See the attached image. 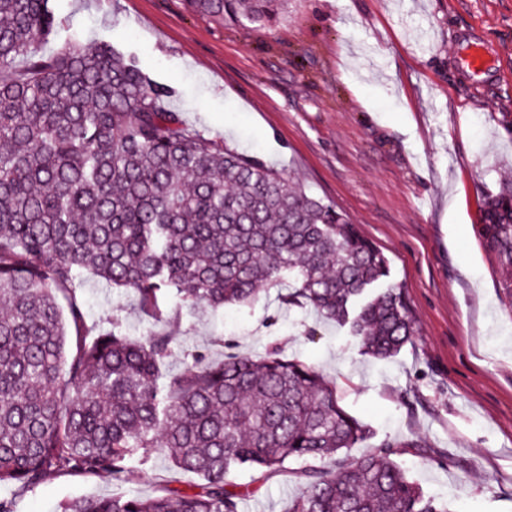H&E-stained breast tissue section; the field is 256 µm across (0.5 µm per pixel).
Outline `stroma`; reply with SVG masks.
<instances>
[{"label":"stroma","instance_id":"35a3bbf8","mask_svg":"<svg viewBox=\"0 0 512 512\" xmlns=\"http://www.w3.org/2000/svg\"><path fill=\"white\" fill-rule=\"evenodd\" d=\"M58 27L106 40L176 94L168 106L204 136L258 156L335 202L390 261L414 336L396 356L365 355L335 322L288 308L268 289L249 307L182 312L172 372L226 348L316 366L342 407L449 512H512V303L476 235L486 193L512 180V0H290L270 28L218 24L186 0H53ZM483 46L488 66L464 57ZM87 322L118 318L143 336L132 296L85 280ZM194 475L152 454L127 482L47 479L16 512H58L75 496L155 495ZM240 512H283L295 475L262 485L234 476Z\"/></svg>","mask_w":512,"mask_h":512}]
</instances>
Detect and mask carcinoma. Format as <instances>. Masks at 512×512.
<instances>
[{
	"mask_svg": "<svg viewBox=\"0 0 512 512\" xmlns=\"http://www.w3.org/2000/svg\"><path fill=\"white\" fill-rule=\"evenodd\" d=\"M188 3L268 28L288 9ZM56 25L50 0H0V486L127 481L160 451L199 482L79 496L62 512H239L238 469L264 483L290 462L302 487L288 512H448L394 462L400 444L349 457L370 429L315 366L228 353L168 378L172 333L140 341L112 317L87 323L76 289L92 275L163 325L184 307L250 306L283 288L288 307L336 322L373 357L414 332L388 258L334 203L190 131L167 106L174 90L111 44L42 53ZM477 233L512 307V183L484 198Z\"/></svg>",
	"mask_w": 512,
	"mask_h": 512,
	"instance_id": "carcinoma-1",
	"label": "carcinoma"
}]
</instances>
